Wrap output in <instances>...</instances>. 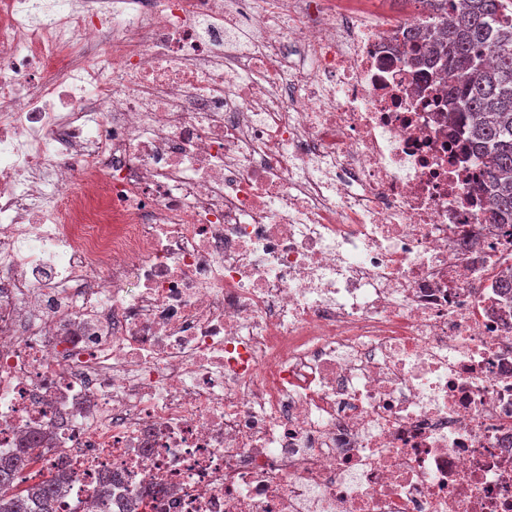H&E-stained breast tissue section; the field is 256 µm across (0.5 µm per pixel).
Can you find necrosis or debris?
Instances as JSON below:
<instances>
[{"label":"necrosis or debris","mask_w":512,"mask_h":512,"mask_svg":"<svg viewBox=\"0 0 512 512\" xmlns=\"http://www.w3.org/2000/svg\"><path fill=\"white\" fill-rule=\"evenodd\" d=\"M354 0H0V454L58 512H512V235ZM48 440L47 432L34 431L12 454L0 456V512H55L67 486L63 471L43 475L32 489L18 488L20 475L35 459L36 447Z\"/></svg>","instance_id":"1"}]
</instances>
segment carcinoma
Here are the masks:
<instances>
[{
	"mask_svg": "<svg viewBox=\"0 0 512 512\" xmlns=\"http://www.w3.org/2000/svg\"><path fill=\"white\" fill-rule=\"evenodd\" d=\"M429 22L423 36L404 37L412 60L448 62V103L465 127L469 151L483 165L492 224L512 225V0H419ZM48 433L34 431L0 456V512H55L67 486L64 472L18 487Z\"/></svg>",
	"mask_w": 512,
	"mask_h": 512,
	"instance_id": "1",
	"label": "carcinoma"
}]
</instances>
